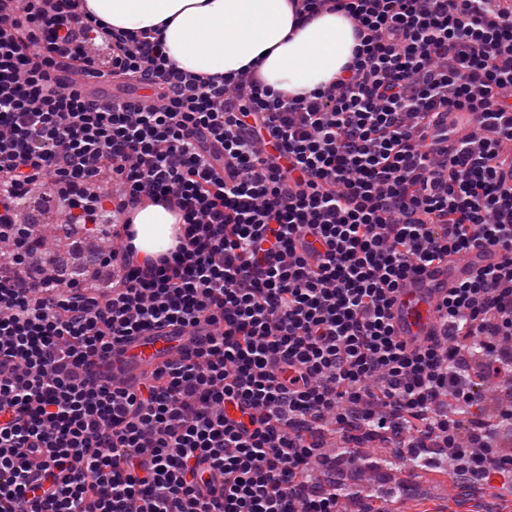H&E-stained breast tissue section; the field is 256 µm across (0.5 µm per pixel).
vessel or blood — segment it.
Here are the masks:
<instances>
[{"instance_id":"vessel-or-blood-1","label":"vessel or blood","mask_w":512,"mask_h":512,"mask_svg":"<svg viewBox=\"0 0 512 512\" xmlns=\"http://www.w3.org/2000/svg\"><path fill=\"white\" fill-rule=\"evenodd\" d=\"M498 260L497 252L474 247L406 278L397 289L392 306L395 335L412 348L431 344L433 337L442 333L438 307L449 288L475 277ZM173 341L174 334L168 330L133 340L127 346L124 368L139 373L154 370L169 360Z\"/></svg>"}]
</instances>
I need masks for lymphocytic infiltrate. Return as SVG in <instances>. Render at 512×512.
Wrapping results in <instances>:
<instances>
[{"mask_svg": "<svg viewBox=\"0 0 512 512\" xmlns=\"http://www.w3.org/2000/svg\"><path fill=\"white\" fill-rule=\"evenodd\" d=\"M342 11L344 76L275 96L254 72L170 65L151 31L82 0H0V512H339L304 476L327 417L443 448L471 483L512 489L469 367L512 377V6L496 0H295ZM158 88L100 102L63 73ZM449 112L472 113L449 139ZM120 185L101 192L103 172ZM49 188L68 224H112L109 290L60 285L21 199ZM182 221L174 249L127 246L145 203ZM475 246L499 264L449 289L444 338L410 348L401 282ZM207 328L134 380L115 346Z\"/></svg>", "mask_w": 512, "mask_h": 512, "instance_id": "lymphocytic-infiltrate-1", "label": "lymphocytic infiltrate"}]
</instances>
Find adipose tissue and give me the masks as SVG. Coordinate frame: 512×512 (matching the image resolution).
Wrapping results in <instances>:
<instances>
[{
	"instance_id": "1",
	"label": "adipose tissue",
	"mask_w": 512,
	"mask_h": 512,
	"mask_svg": "<svg viewBox=\"0 0 512 512\" xmlns=\"http://www.w3.org/2000/svg\"><path fill=\"white\" fill-rule=\"evenodd\" d=\"M108 26L156 28L166 57L190 73L230 76L257 66L267 88L305 96L339 76L357 45L349 18L322 11L303 21L290 0H83ZM140 255L172 248L178 218L149 205L133 219Z\"/></svg>"
}]
</instances>
